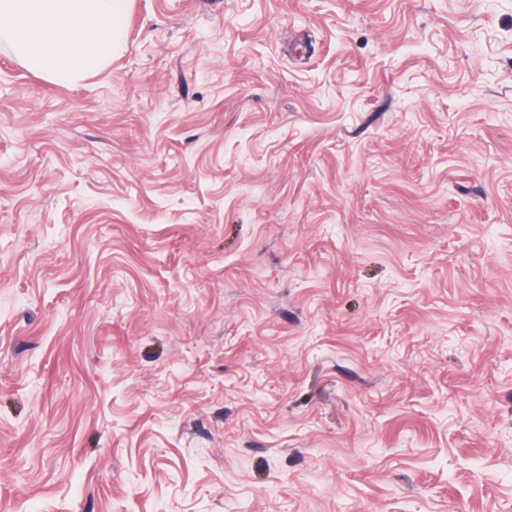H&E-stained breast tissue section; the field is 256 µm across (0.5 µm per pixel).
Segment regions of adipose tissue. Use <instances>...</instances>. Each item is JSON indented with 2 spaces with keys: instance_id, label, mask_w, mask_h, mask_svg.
<instances>
[{
  "instance_id": "obj_1",
  "label": "adipose tissue",
  "mask_w": 512,
  "mask_h": 512,
  "mask_svg": "<svg viewBox=\"0 0 512 512\" xmlns=\"http://www.w3.org/2000/svg\"><path fill=\"white\" fill-rule=\"evenodd\" d=\"M131 0H0V41L31 71L67 83L98 72L125 38Z\"/></svg>"
}]
</instances>
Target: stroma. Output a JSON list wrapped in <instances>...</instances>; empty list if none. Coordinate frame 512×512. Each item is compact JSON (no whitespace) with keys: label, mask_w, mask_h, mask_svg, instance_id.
<instances>
[{"label":"stroma","mask_w":512,"mask_h":512,"mask_svg":"<svg viewBox=\"0 0 512 512\" xmlns=\"http://www.w3.org/2000/svg\"><path fill=\"white\" fill-rule=\"evenodd\" d=\"M0 512H512V0L1 42Z\"/></svg>","instance_id":"35a3bbf8"}]
</instances>
